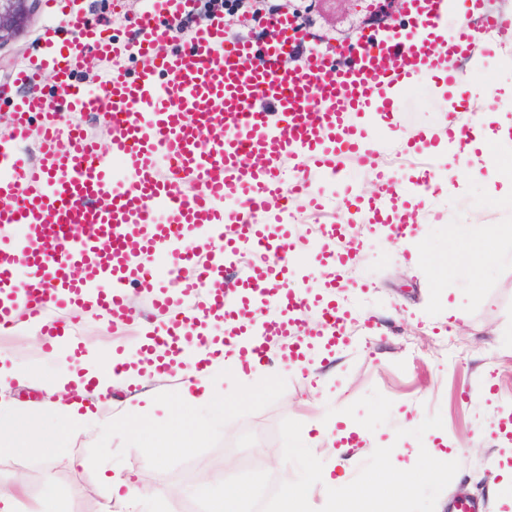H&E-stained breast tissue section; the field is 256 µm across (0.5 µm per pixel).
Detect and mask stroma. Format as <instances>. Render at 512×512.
<instances>
[{"instance_id":"1","label":"stroma","mask_w":512,"mask_h":512,"mask_svg":"<svg viewBox=\"0 0 512 512\" xmlns=\"http://www.w3.org/2000/svg\"><path fill=\"white\" fill-rule=\"evenodd\" d=\"M144 0H69L72 11L102 27L112 40L113 61L86 57L96 64L80 79L93 83L117 64L129 75L143 67L128 43ZM52 13V0H37L26 26L0 44V78L11 65L44 52L42 26ZM472 55L483 93L473 97L479 114L495 116V99L505 98L512 85V67L498 60L512 58V25L499 29L477 45ZM433 74L403 102L395 131L382 132V161L397 178L433 163L436 189L415 200L416 250L402 249L384 225L370 223L358 204L371 197L374 181L366 170L347 163L339 181L321 191L327 209L323 224L354 225L360 248L350 278L366 291L346 290L340 300L353 312L350 336L333 353L309 354L305 368L276 365L272 371L248 376L235 392L216 405L180 416L178 427L193 434L191 453L155 455L143 444L157 423L133 413L127 401L148 392L176 401L181 381L170 376L112 389L114 410L121 421L104 423L94 416L96 398L87 395L89 409L83 431L66 436L57 447L0 451V492L12 490L23 475L31 498L49 499L51 512H99L94 491L101 476L114 471L130 475L146 489L139 512H194L196 504L184 493L185 482L202 487L223 479L224 457H250L251 467L278 478L286 462L279 424L302 422L301 437L323 463L324 471L350 483L376 448H391V461H410L420 448H455L461 468L440 494L435 512H448L450 497L466 492L479 499L484 512H512L504 497H512V439L502 428L512 422V197L499 194L512 182V170L494 179L464 174L449 176V124L465 122L451 97L452 72ZM512 120V109L503 111ZM429 130L431 140L422 154L403 150L407 138ZM467 314L450 322L449 305ZM17 371L8 395L24 415L33 417L46 399L43 378L56 370L28 320L12 330L0 329V366ZM440 414L443 426L423 439L410 431L424 418ZM350 430L352 447H330L328 430ZM405 437H397V430Z\"/></svg>"}]
</instances>
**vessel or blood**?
Listing matches in <instances>:
<instances>
[{"instance_id":"b4317fda","label":"vessel or blood","mask_w":512,"mask_h":512,"mask_svg":"<svg viewBox=\"0 0 512 512\" xmlns=\"http://www.w3.org/2000/svg\"><path fill=\"white\" fill-rule=\"evenodd\" d=\"M198 0H149L139 16L129 48L151 58V67L129 77L110 70L94 85L82 84L83 48L92 45L111 58L112 41L85 15L63 12L57 27L74 38L57 42V27L43 39L49 59L28 58L9 80L27 88L14 104L11 125L0 151V324L24 309L40 320L45 345L68 346L81 355L76 318L86 306L119 328L133 321L126 292L138 287L151 293L163 318L150 344L138 355L147 371H175L186 346L207 345L199 332L203 316L220 313L225 338L258 334L279 345L281 362L298 366L305 349L322 344L332 350L347 341L350 313L321 294L270 284L273 273H287L296 255L309 253L312 263L343 269L357 250L343 224H325V247L309 249L306 239L282 232L269 235L267 225L283 223L288 206L280 204L282 155L304 158L293 181L298 194L319 205L313 174L334 179L345 156L373 160L382 140L359 117L367 110L394 112L421 75L442 69L445 61L471 53L488 28L507 26L504 16L487 13L481 0H464L466 18L444 32L448 0H409L408 33L386 45L399 60L397 68L381 65L367 45L346 48L351 65H332L317 52L304 64L286 58L298 42L284 24L265 44L230 37L224 15L215 12L194 31L186 47L166 51L174 25L197 10ZM52 66L63 93L69 120L52 123L39 145V165H31L27 144L32 123L51 111L33 88L45 66ZM319 108L321 122L307 120ZM103 117L115 127L101 142L91 138L75 115ZM210 128L201 141L197 125ZM270 164L252 168L254 152ZM119 159L124 181H116L110 164ZM166 169H159L158 159ZM392 200L425 195L434 187L430 172L399 180L377 171ZM196 234L221 241L220 250H183L179 241ZM253 257L249 273L236 288L223 290L220 279L234 268L241 251ZM80 264L81 279L68 277ZM274 301L278 312L255 322L259 304ZM316 309L331 314L335 327L322 336L301 335L297 323Z\"/></svg>"}]
</instances>
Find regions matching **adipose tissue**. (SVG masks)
I'll return each instance as SVG.
<instances>
[{
  "mask_svg": "<svg viewBox=\"0 0 512 512\" xmlns=\"http://www.w3.org/2000/svg\"><path fill=\"white\" fill-rule=\"evenodd\" d=\"M475 136L474 145L466 146L462 154L470 163L469 174L474 176L479 175L481 169L494 167L496 159L487 146L512 139V120H500L495 129L476 128ZM128 361V367L118 373L111 372L106 361L96 355L89 356L79 372L70 370L68 363H61L53 376L42 381L47 394L44 416L31 423L24 422L10 402L0 401V447H54L60 432L80 430L83 420L80 399L89 393L98 398L99 409L111 411L110 388L141 378L137 357L129 356ZM183 361L187 365V379L181 386L180 403L185 409L214 404L223 391L224 380L243 376V359L236 344L194 346L187 350ZM98 495L103 501L102 512H137V502L144 491L128 476L117 473L104 479Z\"/></svg>",
  "mask_w": 512,
  "mask_h": 512,
  "instance_id": "1",
  "label": "adipose tissue"
}]
</instances>
